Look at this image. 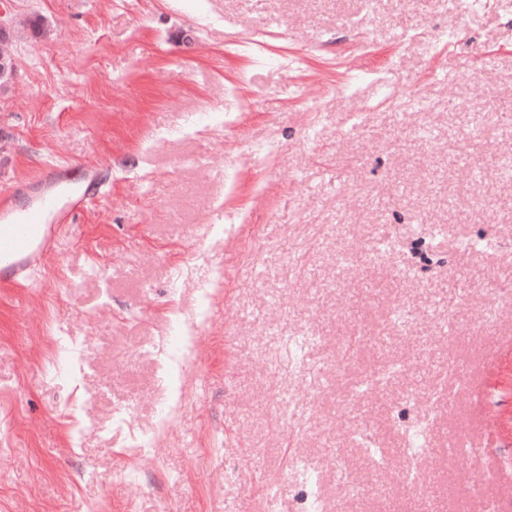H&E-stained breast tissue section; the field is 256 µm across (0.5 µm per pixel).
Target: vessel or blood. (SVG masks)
I'll return each mask as SVG.
<instances>
[{
	"instance_id": "b4317fda",
	"label": "vessel or blood",
	"mask_w": 512,
	"mask_h": 512,
	"mask_svg": "<svg viewBox=\"0 0 512 512\" xmlns=\"http://www.w3.org/2000/svg\"><path fill=\"white\" fill-rule=\"evenodd\" d=\"M99 184L89 180L78 186H60L54 170H45L34 185H12L0 192V284L15 286L27 280L38 261L58 242L57 225L71 212L84 208ZM30 195L27 207L17 205Z\"/></svg>"
}]
</instances>
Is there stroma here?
<instances>
[{
  "instance_id": "35a3bbf8",
  "label": "stroma",
  "mask_w": 512,
  "mask_h": 512,
  "mask_svg": "<svg viewBox=\"0 0 512 512\" xmlns=\"http://www.w3.org/2000/svg\"><path fill=\"white\" fill-rule=\"evenodd\" d=\"M9 8L0 188L95 167L103 193L0 287V512H258L270 490L300 512L297 459L324 512H488L512 490V179L472 162L512 156V0ZM206 294L177 419L132 455L172 400L154 346ZM415 425L430 501L399 481Z\"/></svg>"
}]
</instances>
